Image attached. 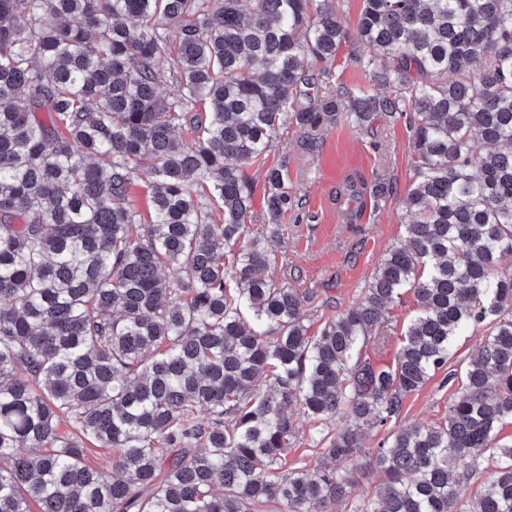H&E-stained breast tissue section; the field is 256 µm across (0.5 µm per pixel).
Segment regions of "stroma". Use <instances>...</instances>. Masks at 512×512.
Returning a JSON list of instances; mask_svg holds the SVG:
<instances>
[{
    "label": "stroma",
    "instance_id": "obj_1",
    "mask_svg": "<svg viewBox=\"0 0 512 512\" xmlns=\"http://www.w3.org/2000/svg\"><path fill=\"white\" fill-rule=\"evenodd\" d=\"M267 164L287 163L288 185L302 195L298 216L283 222V238L269 271L298 289L311 288L331 316L361 302L375 266L399 242L407 221L400 204L413 183L408 132L404 122L373 119L360 127L341 121L307 148L296 129L279 131ZM358 185L356 202L345 203L347 183ZM387 188L385 198L376 191ZM421 307L414 293L391 305L385 325L389 336L383 362L391 361L399 338ZM452 388L433 376L403 404L397 429L433 425L448 412Z\"/></svg>",
    "mask_w": 512,
    "mask_h": 512
}]
</instances>
